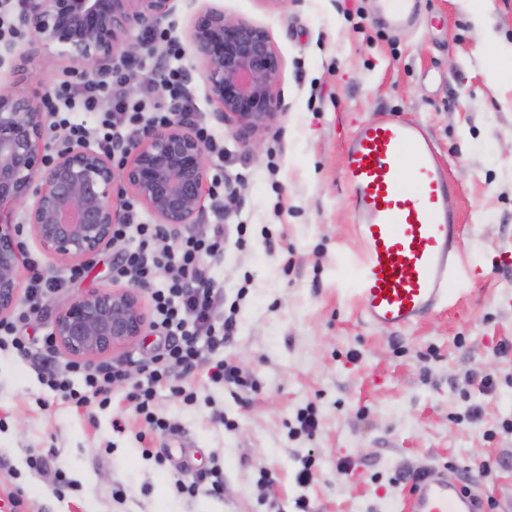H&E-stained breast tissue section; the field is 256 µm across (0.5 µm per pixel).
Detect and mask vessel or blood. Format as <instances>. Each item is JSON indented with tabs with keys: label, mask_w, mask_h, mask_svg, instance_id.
Instances as JSON below:
<instances>
[{
	"label": "vessel or blood",
	"mask_w": 512,
	"mask_h": 512,
	"mask_svg": "<svg viewBox=\"0 0 512 512\" xmlns=\"http://www.w3.org/2000/svg\"><path fill=\"white\" fill-rule=\"evenodd\" d=\"M391 25L414 0H380ZM343 183L356 224L353 291L372 327L406 329L444 307L456 278V186L422 129L379 114L349 135ZM408 512H477V496L435 469L414 481Z\"/></svg>",
	"instance_id": "obj_1"
}]
</instances>
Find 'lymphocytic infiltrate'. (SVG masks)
Listing matches in <instances>:
<instances>
[{"label": "lymphocytic infiltrate", "mask_w": 512, "mask_h": 512, "mask_svg": "<svg viewBox=\"0 0 512 512\" xmlns=\"http://www.w3.org/2000/svg\"><path fill=\"white\" fill-rule=\"evenodd\" d=\"M158 76L167 88L168 100L156 101L150 86L129 85L124 69L117 68L110 80L61 82L45 98L51 129L63 130L68 141L94 143L102 152L115 154L130 143L145 125H165L173 120L187 122L194 134L211 151L221 152L220 141L208 123L199 117L186 90V73L182 68H162ZM161 229L142 224L134 209L113 228L115 240L135 238L133 248L121 253L112 263L114 280H131L152 287L154 318L151 328L165 332L160 353L145 366V380L133 394L138 409L153 418L156 388L170 377L173 368L191 372L200 362L196 331H205L211 348L223 347L231 321L222 325L211 322V313L220 297L218 284L209 276L206 262L224 252V230L212 235H176V244L157 250L155 241ZM170 272L165 287L153 288L160 272ZM45 384L67 402L78 406L98 399L108 402L113 386L122 384L127 374L116 364H88L72 361L63 370L44 369Z\"/></svg>", "instance_id": "1"}]
</instances>
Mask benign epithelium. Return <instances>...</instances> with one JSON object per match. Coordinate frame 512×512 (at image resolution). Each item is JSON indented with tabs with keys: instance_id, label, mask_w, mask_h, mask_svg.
<instances>
[{
	"instance_id": "7a95c632",
	"label": "benign epithelium",
	"mask_w": 512,
	"mask_h": 512,
	"mask_svg": "<svg viewBox=\"0 0 512 512\" xmlns=\"http://www.w3.org/2000/svg\"><path fill=\"white\" fill-rule=\"evenodd\" d=\"M176 0H27L21 23L34 42L55 47L81 77L98 79L105 62L140 48L130 37L171 14ZM205 64L219 112L250 135L281 108L282 60L269 33L218 8L200 12L187 36ZM48 115L41 102L0 85V319L20 300L24 228L58 258L82 262L112 244L121 222L114 188L122 184L163 230L196 222L208 182L205 149L183 123L149 126L123 151L119 166L84 144L52 161L43 149ZM146 315L140 288L103 289L72 299L53 321L51 342L73 360L93 362L135 342Z\"/></svg>"
}]
</instances>
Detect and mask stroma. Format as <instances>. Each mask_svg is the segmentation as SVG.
<instances>
[{
	"mask_svg": "<svg viewBox=\"0 0 512 512\" xmlns=\"http://www.w3.org/2000/svg\"><path fill=\"white\" fill-rule=\"evenodd\" d=\"M378 4L177 0L160 20L182 40L200 10L216 7L266 29L282 57L283 106L257 149L219 116L202 59L188 48L180 61L196 111L224 145L223 156L206 157L224 181V206L205 197L194 230L224 227V254L210 263L224 295L214 317L234 313L235 326L223 348L178 375L193 401L158 389L165 428L150 429L130 396L162 343L149 333L112 353L132 380L110 405L63 403L35 370L54 355L45 342L54 315L80 294L115 288L112 259L129 244L103 248L68 282L69 262L23 235L20 284L33 259L63 281L19 325L35 340L32 357L0 350V490L19 492L27 512H298L301 497L310 512H405L409 486L396 474L451 462L495 512H512V267L499 263L512 250V82L490 77L512 45V0H488L486 40L470 0H417L413 25L401 29ZM67 67L26 38L0 55V83L40 99ZM383 112L433 140L457 187L462 241L449 305L396 333L371 327L357 307L342 183L349 133ZM221 362L246 386L214 382ZM483 374L492 392L481 390ZM306 412L317 420L310 436L298 423ZM307 455L313 477L302 486ZM33 456L44 458L41 470L29 468ZM204 471L219 472L220 489L178 491ZM62 473L72 487L59 488Z\"/></svg>",
	"mask_w": 512,
	"mask_h": 512,
	"instance_id": "obj_1",
	"label": "stroma"
}]
</instances>
